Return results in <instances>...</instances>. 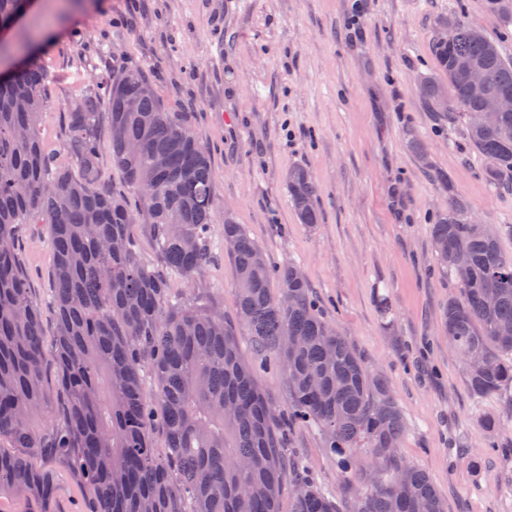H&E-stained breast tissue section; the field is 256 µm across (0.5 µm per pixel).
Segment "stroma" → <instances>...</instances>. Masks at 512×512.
<instances>
[{
    "label": "stroma",
    "mask_w": 512,
    "mask_h": 512,
    "mask_svg": "<svg viewBox=\"0 0 512 512\" xmlns=\"http://www.w3.org/2000/svg\"><path fill=\"white\" fill-rule=\"evenodd\" d=\"M453 13L512 59V24L486 0H35L12 29L45 44L37 60L52 100L39 136L68 161L64 112L91 79L141 70L164 106L195 132L211 160L216 257L193 281L164 265L143 224L137 255L173 294L210 301L234 325L268 401L285 407L287 377L264 367L235 307V274L220 223L232 216L275 263L298 265L325 320L389 386L404 418L403 463L424 470L446 512H512V384L469 388L441 318L458 288L441 267L430 226L449 188L512 253V191L495 189L462 130L441 129L418 93L438 76L432 22ZM426 149L419 158L411 148ZM306 167L321 221L301 224L285 176ZM19 258L44 325L43 418L64 424L49 228H18ZM287 458L332 493L339 512L360 494L317 426L287 430ZM60 512H90L84 480L64 458L44 461Z\"/></svg>",
    "instance_id": "1"
}]
</instances>
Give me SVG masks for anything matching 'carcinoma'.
<instances>
[{
	"label": "carcinoma",
	"instance_id": "cac0c4a2",
	"mask_svg": "<svg viewBox=\"0 0 512 512\" xmlns=\"http://www.w3.org/2000/svg\"><path fill=\"white\" fill-rule=\"evenodd\" d=\"M512 21V0H487ZM24 0H0V25ZM453 43L433 38L444 86L422 83L437 119L466 131L486 162L489 181L512 189V112L486 128L469 115L481 109L462 68H481L487 90L512 94V61L475 24L441 15ZM129 97L138 111H125ZM50 98L47 74L34 61L0 78V500L25 499L56 512L52 472L42 456L72 460L82 472L91 512H279L284 485L290 512H338L336 501L297 477L284 455L282 425L314 423L339 470L361 471L363 493L351 512H445L427 474L399 460L405 424L390 390L322 318L298 269L275 264L242 225L221 228L236 278V306L250 336L288 375V405L260 391L232 327L213 306L171 294L165 278L142 264L129 229L145 224L161 261L188 280L211 262L214 189L208 157L194 132L155 97L143 73L124 68L123 84L108 76L66 109L68 154L58 162L40 140V112ZM111 126L112 168L125 191H110L99 166L96 111ZM290 200L303 224L320 221L309 172L288 171ZM20 224H47L54 250V340L58 380L66 394L61 428L40 425L42 336L17 252ZM441 264L458 284L442 325L461 357L473 391L492 394L512 383V253L496 232L472 220L466 198L448 185V210L431 227ZM469 263L460 270L457 252ZM277 282L272 291L271 281ZM150 372L154 400L143 392ZM161 422L165 450L153 445ZM370 454L388 475L359 469Z\"/></svg>",
	"mask_w": 512,
	"mask_h": 512
}]
</instances>
